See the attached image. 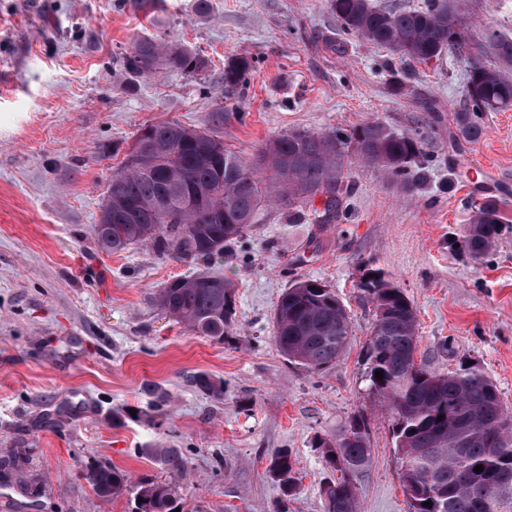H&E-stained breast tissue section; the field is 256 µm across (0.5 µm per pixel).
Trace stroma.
Masks as SVG:
<instances>
[{"mask_svg":"<svg viewBox=\"0 0 512 512\" xmlns=\"http://www.w3.org/2000/svg\"><path fill=\"white\" fill-rule=\"evenodd\" d=\"M0 0V463L26 454L0 485V512H134L132 495L104 498L90 467L173 486L180 512H267L277 495L275 452H290L291 512H324L327 468L316 438H338L352 417L369 426L372 462L355 483L358 512H410L393 418L369 390L365 346L376 308L361 284L383 272L413 303L417 350L439 372L478 363L512 408V109L485 113L464 137L468 58L512 79L490 48L512 39V0H454L464 56L401 58L343 34L327 0ZM153 38L207 65L159 77L120 56ZM246 57L247 81L224 84ZM171 121L214 129L245 158L294 130L350 131L370 121L420 142L414 190L354 155L335 219L312 206L260 208L254 226L213 261L235 290L224 341L188 331L153 302L197 265L134 246L98 249L107 186L144 127ZM509 228L483 259L462 241L484 185ZM318 280L347 309L353 336L334 365L289 362L272 336L282 293ZM225 384L223 401L189 375ZM167 395L153 409V389ZM176 451L184 471L151 456ZM251 70V62L246 57L232 59L224 66V84L237 86L247 78Z\"/></svg>","mask_w":512,"mask_h":512,"instance_id":"stroma-1","label":"stroma"}]
</instances>
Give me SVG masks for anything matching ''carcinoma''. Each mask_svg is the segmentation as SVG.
Wrapping results in <instances>:
<instances>
[{"label":"carcinoma","mask_w":512,"mask_h":512,"mask_svg":"<svg viewBox=\"0 0 512 512\" xmlns=\"http://www.w3.org/2000/svg\"><path fill=\"white\" fill-rule=\"evenodd\" d=\"M343 30L403 58L440 59L466 47L462 24L448 0H431L421 10L382 9L372 0H328ZM196 72L206 61L180 45L144 40L124 65L151 75L160 64ZM251 62L237 57L224 66V85L247 78ZM467 107L457 120L462 133L477 139L486 112L512 107V80L473 61L465 89ZM391 180L406 179L420 154L417 139L378 122L348 133L298 130L270 141L252 160L224 147L214 130L160 122L141 130L125 165L112 174L106 198L112 221L99 218L94 234L100 250L120 253L147 246L159 256L206 265L252 227L256 211L271 201L293 206L322 198L319 218L336 217L343 195V160L350 149ZM498 203L482 202L464 237L475 258L484 257L502 236ZM376 308L366 347L369 389L393 415V435L410 512H512V410L496 383L476 363L448 373L416 362V310L383 274L361 283ZM155 305L189 331L224 342L236 316L233 284L208 268L174 279L159 289ZM351 319L329 286L305 280L286 289L273 320V341L290 362L319 372L342 356ZM383 372V379L376 377ZM190 383L214 401H224V380L198 373ZM328 467L340 478L323 485L325 512H356L354 480L371 463L368 429L354 418L336 440L322 441ZM150 453L173 472L183 457L166 448ZM483 465V471L474 468ZM271 472L278 496L270 512H288L298 489L294 460L273 455ZM98 495L118 497L131 490L135 512H173L177 500L164 482L131 485L128 474L99 465L88 471ZM432 507L424 506L426 501Z\"/></svg>","instance_id":"cac0c4a2"}]
</instances>
